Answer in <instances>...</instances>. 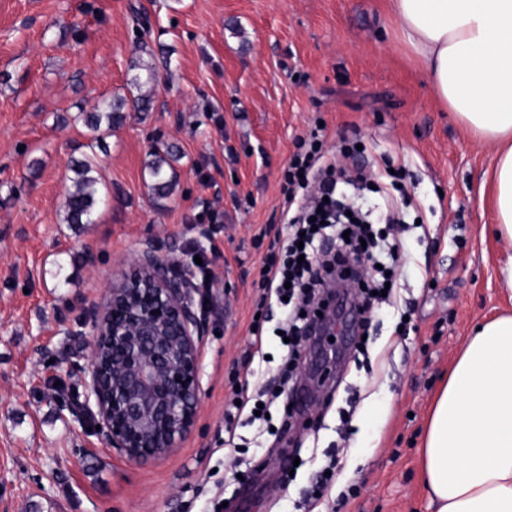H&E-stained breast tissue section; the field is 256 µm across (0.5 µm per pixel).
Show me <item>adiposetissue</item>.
I'll return each instance as SVG.
<instances>
[{"instance_id": "obj_1", "label": "adipose tissue", "mask_w": 512, "mask_h": 512, "mask_svg": "<svg viewBox=\"0 0 512 512\" xmlns=\"http://www.w3.org/2000/svg\"><path fill=\"white\" fill-rule=\"evenodd\" d=\"M431 91L496 150L487 200L512 242V0H390ZM433 512H512V314L481 325L438 390L419 450Z\"/></svg>"}]
</instances>
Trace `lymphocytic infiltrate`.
<instances>
[{"label":"lymphocytic infiltrate","mask_w":512,"mask_h":512,"mask_svg":"<svg viewBox=\"0 0 512 512\" xmlns=\"http://www.w3.org/2000/svg\"><path fill=\"white\" fill-rule=\"evenodd\" d=\"M289 206L287 235L279 250L264 259L261 275L266 298L281 303L286 318L280 329L286 337L284 376L293 378L298 368L302 333L308 329L322 302L316 291L339 283L354 270L353 258L364 254L375 268L362 284V300L357 305L361 334H368L372 310L383 303L387 275L395 271L402 242L394 237L404 210L387 187L375 185L359 168L337 167L335 159L323 151L318 138L300 140L286 174ZM376 190L384 200V228L359 223L347 216L343 204L346 189Z\"/></svg>","instance_id":"f902f5d3"}]
</instances>
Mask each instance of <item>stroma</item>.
Segmentation results:
<instances>
[{
  "label": "stroma",
  "instance_id": "1",
  "mask_svg": "<svg viewBox=\"0 0 512 512\" xmlns=\"http://www.w3.org/2000/svg\"><path fill=\"white\" fill-rule=\"evenodd\" d=\"M135 61L159 72L150 111L91 147L80 111L127 95ZM315 128L327 152L357 143L365 171H401L415 205L397 302L374 312L360 362L340 341L319 401L300 389L314 419L266 437L245 464L224 442V404L254 386L259 269L295 140ZM165 146L176 186L157 201L145 163ZM90 150L108 201L68 224L69 165ZM493 156L434 98L387 0H0V512H301L334 452L343 468L326 501L353 485L361 512H431L418 449L432 401L475 328L512 312L499 273L512 244L479 197ZM150 242L201 258L209 332L194 431L139 464L71 409L89 311Z\"/></svg>",
  "mask_w": 512,
  "mask_h": 512
}]
</instances>
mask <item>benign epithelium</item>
<instances>
[{
    "label": "benign epithelium",
    "mask_w": 512,
    "mask_h": 512,
    "mask_svg": "<svg viewBox=\"0 0 512 512\" xmlns=\"http://www.w3.org/2000/svg\"><path fill=\"white\" fill-rule=\"evenodd\" d=\"M346 313L331 301L303 352L308 376L336 351L327 337ZM206 319L181 263L148 243L112 280L93 313V344L84 400L74 410L100 425L108 445L136 463L173 454L196 426Z\"/></svg>",
    "instance_id": "1"
}]
</instances>
